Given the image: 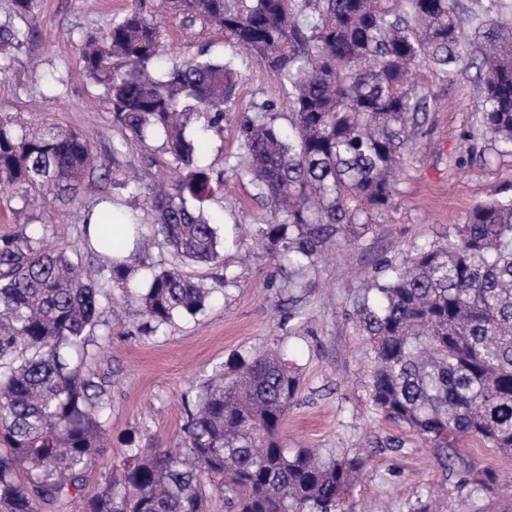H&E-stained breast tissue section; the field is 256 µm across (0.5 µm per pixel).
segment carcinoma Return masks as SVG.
Listing matches in <instances>:
<instances>
[{"instance_id":"obj_1","label":"carcinoma","mask_w":512,"mask_h":512,"mask_svg":"<svg viewBox=\"0 0 512 512\" xmlns=\"http://www.w3.org/2000/svg\"><path fill=\"white\" fill-rule=\"evenodd\" d=\"M23 25L0 26V59L36 37L39 0H12ZM489 0L479 14L461 0H131L78 57L101 87L111 120L131 142L163 138L179 170L167 189L134 174L112 208V170L91 140L61 123L26 127L0 108V190L23 208L47 193L82 209L77 244L50 246L24 224L0 236V512H48L86 493V512H206L205 479L220 478L227 512H344L365 466L357 455L290 448L282 436L300 381L274 352H262L220 383H206L187 411L179 448H130L86 490L83 473L106 447L105 381L89 367L106 347L90 336L127 283L130 262L112 225L150 212V246L164 266L137 295L144 328L156 334L201 313L221 290L188 275L190 263L219 257V220L197 207L221 191L201 165L192 123L224 132L238 72L208 57L166 50L155 10L186 31L219 28L238 53L278 76L288 95L289 130L262 115L239 128L246 177L272 215L266 248L287 263L288 286L325 254L381 223L394 177L427 110L413 72L422 63L460 71L470 48L479 69L482 123L512 151V22ZM97 232L89 234L90 226ZM99 259L82 269L81 252ZM373 355L371 396L388 419L433 449L441 468L486 490L495 482L463 453L466 439L512 455V201L478 204L455 241L423 248L410 264L377 276L356 299ZM27 483L18 481V473Z\"/></svg>"}]
</instances>
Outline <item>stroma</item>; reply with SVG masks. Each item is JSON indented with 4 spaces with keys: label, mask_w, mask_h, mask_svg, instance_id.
<instances>
[{
    "label": "stroma",
    "mask_w": 512,
    "mask_h": 512,
    "mask_svg": "<svg viewBox=\"0 0 512 512\" xmlns=\"http://www.w3.org/2000/svg\"><path fill=\"white\" fill-rule=\"evenodd\" d=\"M129 5L128 0H40L39 35L12 51L11 68L0 74V105L20 122L58 121L95 135L113 182L126 164H135L146 185L166 188L174 166L160 140L130 144L120 161L112 159L118 125L86 78L75 45L80 35L97 32ZM210 57L238 67L236 95L224 114V131L192 124L189 137L207 144L204 163L224 176V194L206 201L207 212L223 215L218 262L191 264L185 271L212 283L231 284L202 313L175 319L154 335L143 333L133 297L150 272L137 267L126 288L112 290L122 307L108 318L109 357L94 368L105 378L109 444L85 471L95 485L128 448L146 452L177 446L183 437L186 405L204 383L231 373L259 352L278 351L298 373L300 389L282 434L307 448L359 452L367 464L347 499L348 512H492L495 499L512 495V457L470 441L465 453L480 468L498 475L494 491L458 487L445 475L432 449L405 426L378 412L371 401L370 343L360 329L355 298L379 268L403 266L422 248L453 241L455 228L471 210L490 199H512V153L501 152L481 123L482 96L475 72L449 78L420 66L417 82L429 91V105L399 171L388 211L355 242L337 240L327 261L308 269L304 288L283 290L285 272L263 247L261 230L272 215L248 179L236 176L238 129L243 117L275 103V123L288 125V100L276 75L257 63L237 59L224 32H212ZM63 79L58 92L33 83L31 64Z\"/></svg>",
    "instance_id": "35a3bbf8"
}]
</instances>
